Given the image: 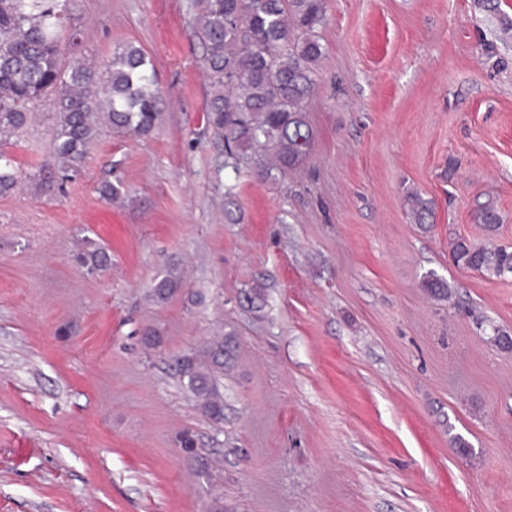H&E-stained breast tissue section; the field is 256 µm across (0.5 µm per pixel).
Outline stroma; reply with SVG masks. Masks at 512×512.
<instances>
[{
  "label": "stroma",
  "instance_id": "obj_1",
  "mask_svg": "<svg viewBox=\"0 0 512 512\" xmlns=\"http://www.w3.org/2000/svg\"><path fill=\"white\" fill-rule=\"evenodd\" d=\"M327 7L312 155L273 182L207 123L198 0H71L85 56L152 57L162 121L102 128L62 192L0 196V512H210L217 492L224 512H512V352L492 341L512 275L450 259L458 236L512 246V0ZM53 125L37 112L8 144L19 173ZM97 247L106 268L76 262ZM172 268L181 290L153 301ZM227 324L216 425L176 359ZM410 215L415 224L424 230H431L434 226V204L429 199L411 193L406 198Z\"/></svg>",
  "mask_w": 512,
  "mask_h": 512
}]
</instances>
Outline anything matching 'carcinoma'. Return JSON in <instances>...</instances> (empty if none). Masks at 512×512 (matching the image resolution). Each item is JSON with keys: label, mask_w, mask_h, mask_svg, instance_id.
Instances as JSON below:
<instances>
[{"label": "carcinoma", "mask_w": 512, "mask_h": 512, "mask_svg": "<svg viewBox=\"0 0 512 512\" xmlns=\"http://www.w3.org/2000/svg\"><path fill=\"white\" fill-rule=\"evenodd\" d=\"M327 22L326 0H201L197 32L205 50L212 95L207 123L224 134L227 156L252 152L260 157L258 176L277 180L306 163L314 133L305 104L316 88L323 56L318 30ZM68 0H0V145L28 123L32 110L46 107L54 119L49 160L30 175L44 192L60 189L84 165L99 129L147 137L162 112L151 57L127 43L101 64L78 56L77 33L65 35ZM13 158L0 151V195L17 187ZM414 223L434 226V204L418 194L406 198ZM478 219L486 230L500 223L487 203ZM454 265L489 277L512 274V249L492 243L455 241ZM170 269L152 287L164 302L181 286ZM422 287L432 297L448 298V284L427 275ZM237 331L210 337L197 351L178 359L180 377L197 405L214 423L224 420L221 379L231 370Z\"/></svg>", "instance_id": "cac0c4a2"}]
</instances>
